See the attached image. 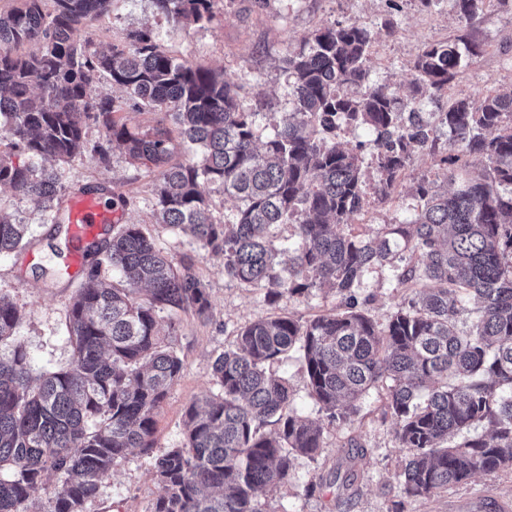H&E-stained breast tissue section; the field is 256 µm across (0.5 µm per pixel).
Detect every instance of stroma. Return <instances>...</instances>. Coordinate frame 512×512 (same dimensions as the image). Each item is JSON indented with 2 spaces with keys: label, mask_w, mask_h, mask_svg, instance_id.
Instances as JSON below:
<instances>
[{
  "label": "stroma",
  "mask_w": 512,
  "mask_h": 512,
  "mask_svg": "<svg viewBox=\"0 0 512 512\" xmlns=\"http://www.w3.org/2000/svg\"><path fill=\"white\" fill-rule=\"evenodd\" d=\"M213 10L212 23L188 26L158 13L153 0H112L111 12L83 29L81 36L105 50L125 43L129 31L153 29L170 55L223 71L236 85L244 107L262 108L267 127L289 107L284 58L305 38L336 21H358L373 28L367 67L372 79L389 90H408L421 48L460 36L478 41L482 51L458 73L449 96L478 98L512 89V0L505 6L486 0L469 21L461 19L451 0H434L428 7L421 0H267L262 6L256 0H214ZM56 169L67 197L92 193L110 204L112 221L98 227L97 240L110 238L121 225H141L173 263L193 260L210 292L208 320L184 312L173 320L160 317L162 335L184 363L182 375L157 412L152 448L132 450L104 479L99 496L86 505V512H149L161 493L155 459L180 443L186 408L213 392L212 362L236 332L275 313L309 318L334 308L336 298L316 290L271 305L263 286L227 278L222 257L205 253L190 237L156 223L153 205L159 173L132 164L120 149H113L105 165L87 160L60 163ZM424 179L443 181L438 157L426 152L411 160L393 199L368 195L364 210L352 215L350 224L369 234L384 224L410 222L416 206L413 188ZM0 208L30 224L33 233L26 249L0 255V293L24 312L18 334L29 346L35 367L66 366L72 355L65 338L66 315L91 262L86 259L60 272L55 252L68 244L36 204L0 188ZM359 294L364 312L380 326L411 296L397 287L389 267L367 274ZM277 370L288 377L299 412L323 423V448L315 457H297L295 479L262 494L267 512H512V471L478 475L428 497L407 496L401 472L409 451L399 442L394 420L384 413L385 385L370 390L351 423L336 426L326 423L310 398L296 358L283 359ZM352 436L359 438L360 449L347 447Z\"/></svg>",
  "instance_id": "obj_1"
}]
</instances>
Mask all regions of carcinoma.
<instances>
[{
  "mask_svg": "<svg viewBox=\"0 0 512 512\" xmlns=\"http://www.w3.org/2000/svg\"><path fill=\"white\" fill-rule=\"evenodd\" d=\"M187 25L209 24L214 0H153ZM470 20L484 0H453ZM112 0H19L0 12V187L37 202L61 224L65 186L38 161L105 164L110 146L159 170L157 223L224 257V274L268 288L267 300L326 288L336 308L310 319L272 315L242 327L212 363L216 392L190 405L183 439L159 455L162 493L151 512H265L258 492L288 481L297 456L323 448V425L293 406L288 378L271 365L293 352L308 393L329 423L352 421L369 390L387 383L386 412L410 456L404 492L426 497L476 475L512 470V91L442 104L476 41L431 44L414 60L405 94L366 67L374 31L336 22L288 54L291 107L261 139L223 72L164 51L151 30L131 31L104 51L79 37ZM27 43L39 51L22 54ZM108 78L138 109L159 115L150 132L114 118L119 107L90 88ZM437 104L430 121L422 102ZM106 141L90 143L89 121ZM363 128L353 148L339 134ZM449 154L439 192L423 179L409 223L371 236L340 231L367 201L362 151L377 170L373 190L389 199L412 158ZM193 152L174 160L178 147ZM239 202L215 222L201 190ZM286 225L297 246L276 243ZM31 225L0 209V255L29 244ZM95 262L71 304L65 368L34 374L16 337L20 308L0 295V512L27 504L57 474L43 512H85L103 478L129 449L153 447L155 415L183 361L158 329V314L209 318L208 288L190 261L173 265L139 224L92 243ZM399 262L397 284L418 292L380 328L356 289L377 267ZM485 431L479 433L477 428Z\"/></svg>",
  "mask_w": 512,
  "mask_h": 512,
  "instance_id": "1",
  "label": "carcinoma"
}]
</instances>
